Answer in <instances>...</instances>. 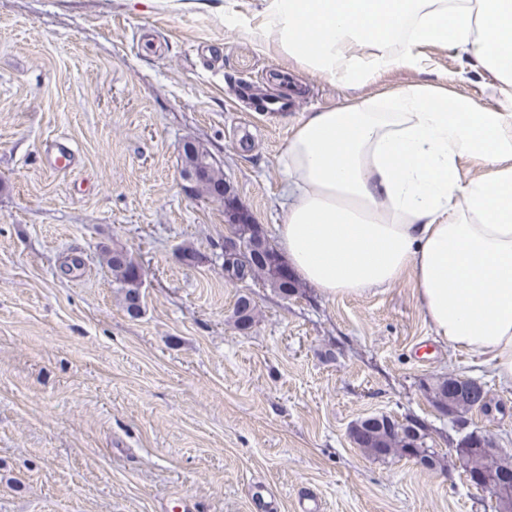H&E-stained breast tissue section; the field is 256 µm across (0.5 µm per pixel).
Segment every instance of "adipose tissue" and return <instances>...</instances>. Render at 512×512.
<instances>
[{"instance_id":"1","label":"adipose tissue","mask_w":512,"mask_h":512,"mask_svg":"<svg viewBox=\"0 0 512 512\" xmlns=\"http://www.w3.org/2000/svg\"><path fill=\"white\" fill-rule=\"evenodd\" d=\"M259 17L258 50L347 86L428 72L430 46L483 73L493 109L424 80L305 113L276 233L329 297L411 277L436 337L512 386V0H261ZM466 160L482 174L462 177Z\"/></svg>"}]
</instances>
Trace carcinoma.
Returning a JSON list of instances; mask_svg holds the SVG:
<instances>
[{"instance_id": "1", "label": "carcinoma", "mask_w": 512, "mask_h": 512, "mask_svg": "<svg viewBox=\"0 0 512 512\" xmlns=\"http://www.w3.org/2000/svg\"><path fill=\"white\" fill-rule=\"evenodd\" d=\"M208 154L204 147L198 149L192 142L184 143V170H204V176L192 185L197 195L226 201L224 170L220 165L211 163ZM239 222L250 226L251 233L246 240L250 263L238 279L260 281L284 297L295 293L298 288L295 279L279 269L284 261L258 225L245 213L239 215ZM106 261L112 269L115 286L123 294L126 312L140 316L142 265L131 254L118 250L107 254ZM233 314L237 328L243 333L255 323V308L247 296L238 298ZM430 391L436 406L447 413H463L486 405L484 388L473 379L462 382L457 376L441 378L430 387ZM350 435L358 448L379 460L414 456L428 469L435 468L438 463L435 452L424 447L423 425L414 420L401 423L386 415H372L355 422L350 428ZM460 444V462L468 481H473L476 473L494 475L504 482L512 481V457L500 454L490 437L472 431L461 439Z\"/></svg>"}]
</instances>
